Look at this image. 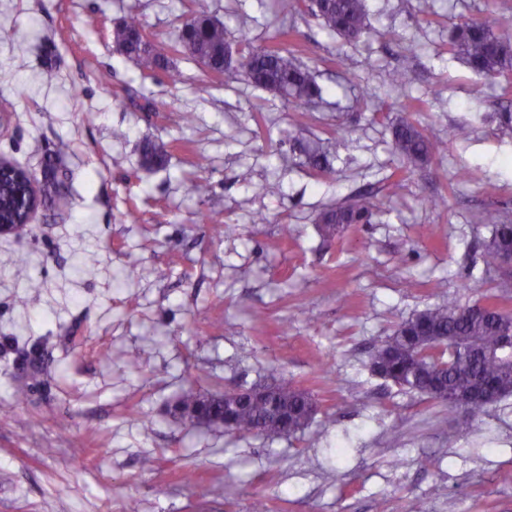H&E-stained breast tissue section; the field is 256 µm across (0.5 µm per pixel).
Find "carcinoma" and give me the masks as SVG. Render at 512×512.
I'll use <instances>...</instances> for the list:
<instances>
[{"mask_svg":"<svg viewBox=\"0 0 512 512\" xmlns=\"http://www.w3.org/2000/svg\"><path fill=\"white\" fill-rule=\"evenodd\" d=\"M308 13L328 31L347 40H357L370 29L364 0H310ZM140 21L129 17L114 27L113 41L125 48L126 56L145 74L163 70L172 83L180 74L169 68L164 57L148 44L133 39ZM224 24L202 12L195 14L178 33L175 48L191 58L207 56L212 66L227 73L235 71L226 60ZM448 53L472 71L486 76H512V36L497 32L491 21H471L456 25L448 33ZM242 69L256 86L285 95L300 110L321 97L322 89L309 69L286 47L269 50L248 46ZM396 151L413 165L443 156L448 142L429 138L410 120L392 128ZM166 152L159 146L144 147L142 164L148 169L165 164ZM23 186L13 181L0 185V219L11 222L17 213V196ZM376 209L372 197L358 194L346 206H336L320 214L328 226L364 224ZM485 223L491 225L484 244L485 269L497 268L502 257L512 253V224L490 212ZM512 314H501L478 305L464 306L448 301L402 321L384 338L377 350L385 378L402 389L448 405L459 413L456 431L467 430L473 421L487 413L489 402L481 396L491 387L506 398L512 395ZM312 396L291 380L273 387L262 403H249L229 410L230 429L241 436L253 435L261 426L273 423L269 409L288 408V434L305 430Z\"/></svg>","mask_w":512,"mask_h":512,"instance_id":"obj_1","label":"carcinoma"}]
</instances>
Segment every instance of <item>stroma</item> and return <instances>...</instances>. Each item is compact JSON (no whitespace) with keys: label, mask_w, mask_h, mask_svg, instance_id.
<instances>
[{"label":"stroma","mask_w":512,"mask_h":512,"mask_svg":"<svg viewBox=\"0 0 512 512\" xmlns=\"http://www.w3.org/2000/svg\"><path fill=\"white\" fill-rule=\"evenodd\" d=\"M365 5L371 30L348 41L276 0H0V157L45 195L27 231L0 237V512H512V396L458 437L446 405L370 369L381 339L443 301L512 311V269L482 258L484 214L512 223V135L490 120L512 78L448 52L465 20L512 34V0ZM195 11L235 51L288 30L322 102L297 111L174 51ZM131 15L180 82L117 48ZM403 119L446 139L444 157L404 162ZM148 141L163 167L144 169ZM315 146L326 172L305 163ZM360 192L370 223L323 233L320 212ZM438 195L447 209L426 206ZM280 376L319 406L288 438L172 411L190 389Z\"/></svg>","instance_id":"35a3bbf8"}]
</instances>
